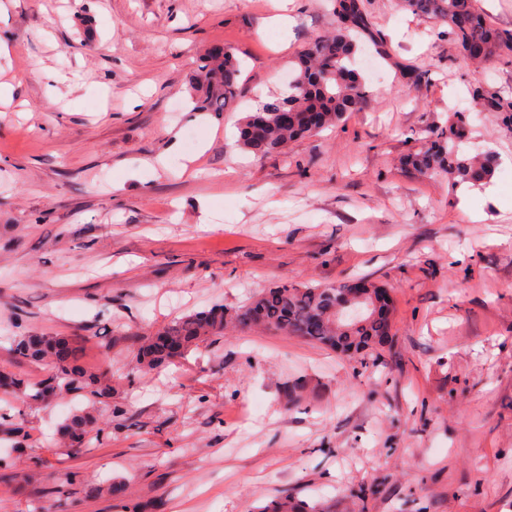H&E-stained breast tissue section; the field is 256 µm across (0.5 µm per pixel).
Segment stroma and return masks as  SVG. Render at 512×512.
I'll return each instance as SVG.
<instances>
[{"label":"stroma","instance_id":"obj_1","mask_svg":"<svg viewBox=\"0 0 512 512\" xmlns=\"http://www.w3.org/2000/svg\"><path fill=\"white\" fill-rule=\"evenodd\" d=\"M366 6L369 103L258 157L238 122L334 30L329 0H0V371L49 377L11 347L51 334L112 376L102 432L77 451L56 433L77 396L0 392L30 433L21 450L0 439L12 512H253L285 490L336 512H512V125L473 97L512 101V63L475 65L399 0ZM218 45L244 60L242 93L192 113L189 80ZM460 120L462 151L498 160L489 185L452 193L400 166ZM360 277L391 295L377 360L245 328L137 373L142 338L184 315Z\"/></svg>","mask_w":512,"mask_h":512}]
</instances>
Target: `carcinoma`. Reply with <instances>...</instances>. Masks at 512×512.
<instances>
[{"label": "carcinoma", "instance_id": "cac0c4a2", "mask_svg": "<svg viewBox=\"0 0 512 512\" xmlns=\"http://www.w3.org/2000/svg\"><path fill=\"white\" fill-rule=\"evenodd\" d=\"M416 15L439 17L448 25L455 41L470 60L498 57L512 61V32L496 28L479 8L477 0H402ZM336 16L334 33L315 39L301 49L294 61L288 95L275 96L248 112L239 123L238 145L246 152L266 155L288 143L322 129L339 125L345 117L366 105L370 98L363 77L354 69L362 43L378 45L366 0H332ZM242 62L219 48L202 57L190 81L193 112L224 111L240 92ZM294 111L295 121L284 126L278 112ZM463 127L448 132L431 131L400 159V165L424 176L448 181V189L478 186L496 173L490 153L467 155L458 142ZM348 284L336 287L309 283H284L261 292L233 311L215 307L186 315L143 338L139 361L144 371H153L185 356L201 342H216L229 327L256 325L299 337L308 342L363 358L378 354L390 333V324L366 315L356 322L343 319L347 310ZM15 356L33 362L53 361L58 374L40 382H29L0 373V387L27 403H41L57 392L75 393L89 402L58 427L69 449L86 446L101 431L91 404L112 395V376L91 373L77 365L78 341L68 337L24 335L12 346ZM256 512H331L325 503H308L284 493L256 508Z\"/></svg>", "mask_w": 512, "mask_h": 512}]
</instances>
